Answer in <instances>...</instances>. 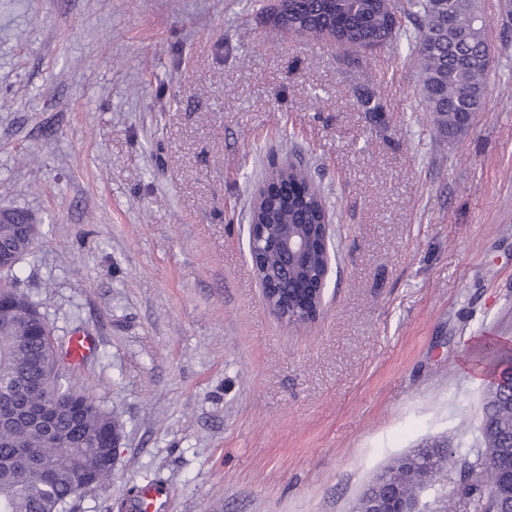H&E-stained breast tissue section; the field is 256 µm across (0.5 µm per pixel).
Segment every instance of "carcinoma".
Returning a JSON list of instances; mask_svg holds the SVG:
<instances>
[{
    "label": "carcinoma",
    "instance_id": "carcinoma-1",
    "mask_svg": "<svg viewBox=\"0 0 512 512\" xmlns=\"http://www.w3.org/2000/svg\"><path fill=\"white\" fill-rule=\"evenodd\" d=\"M418 22L413 59L424 111L445 137L459 138L482 111L490 48L479 23L476 0H282L272 13V31L286 38L330 39L356 57H365L396 40L398 18ZM329 221L319 190L304 171L284 164L271 171L261 199L252 202L250 223L268 225L274 235L285 226L307 224L314 245L301 270L279 275V287L290 293L302 283L322 279L330 264L322 225ZM39 225L25 211L0 222V260L11 270L39 239ZM0 512H63L78 496L90 474L96 484L108 480L112 433L119 425L93 397L67 382L65 355L59 352L45 315L16 283L0 284ZM481 357L493 377L512 374V350L485 339ZM487 395L480 431L484 450L468 464L485 477L465 487L475 512H509L510 503L493 496L496 476L512 474V428H501L504 403ZM463 460L460 445L439 441L395 458L361 499H416L435 487L431 472H448Z\"/></svg>",
    "mask_w": 512,
    "mask_h": 512
}]
</instances>
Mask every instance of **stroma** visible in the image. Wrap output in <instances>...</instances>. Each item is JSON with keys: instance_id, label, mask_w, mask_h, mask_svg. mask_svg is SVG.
I'll list each match as a JSON object with an SVG mask.
<instances>
[{"instance_id": "stroma-1", "label": "stroma", "mask_w": 512, "mask_h": 512, "mask_svg": "<svg viewBox=\"0 0 512 512\" xmlns=\"http://www.w3.org/2000/svg\"><path fill=\"white\" fill-rule=\"evenodd\" d=\"M271 0H0V208L40 225L18 282L120 425L75 512H357L399 456L483 451L489 336L512 348V0L467 135L424 112L406 39L358 59L269 32ZM298 162L336 259L320 316L264 305L250 204ZM457 467L439 512H473ZM170 489L162 483L148 484L142 488L140 498L134 504L135 512H140L141 508L144 512H166L167 504L170 500Z\"/></svg>"}]
</instances>
